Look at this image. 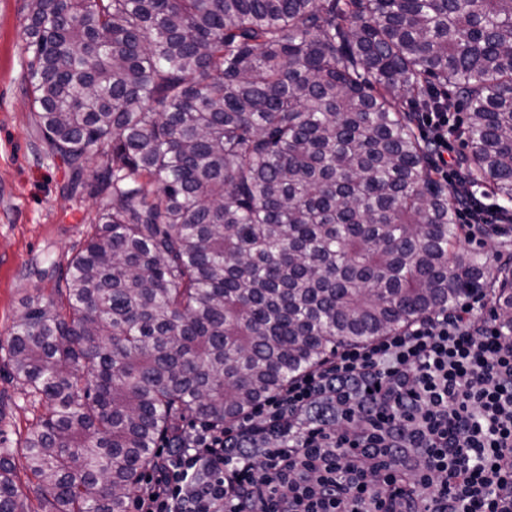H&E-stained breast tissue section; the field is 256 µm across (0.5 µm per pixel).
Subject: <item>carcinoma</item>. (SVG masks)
<instances>
[{"label": "carcinoma", "instance_id": "carcinoma-1", "mask_svg": "<svg viewBox=\"0 0 512 512\" xmlns=\"http://www.w3.org/2000/svg\"><path fill=\"white\" fill-rule=\"evenodd\" d=\"M24 34L35 123L98 201L8 338L49 512H128L176 418L231 421L473 288L512 328V266L458 223L476 188L512 202V0H28ZM430 108L466 112L452 190ZM0 512H31L4 451Z\"/></svg>", "mask_w": 512, "mask_h": 512}]
</instances>
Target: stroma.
<instances>
[{"label": "stroma", "mask_w": 512, "mask_h": 512, "mask_svg": "<svg viewBox=\"0 0 512 512\" xmlns=\"http://www.w3.org/2000/svg\"><path fill=\"white\" fill-rule=\"evenodd\" d=\"M26 0H0V337H7L26 297L48 302L80 252L96 212L93 198L69 196V173L52 158L28 104ZM0 348V449L33 512L44 505L25 469L22 442L45 411L39 396L10 374Z\"/></svg>", "instance_id": "obj_1"}]
</instances>
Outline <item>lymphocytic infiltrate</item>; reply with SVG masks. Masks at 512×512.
Masks as SVG:
<instances>
[{"label":"lymphocytic infiltrate","mask_w":512,"mask_h":512,"mask_svg":"<svg viewBox=\"0 0 512 512\" xmlns=\"http://www.w3.org/2000/svg\"><path fill=\"white\" fill-rule=\"evenodd\" d=\"M453 112L419 113L445 180ZM133 512H512V331L473 303L164 436Z\"/></svg>","instance_id":"obj_1"}]
</instances>
